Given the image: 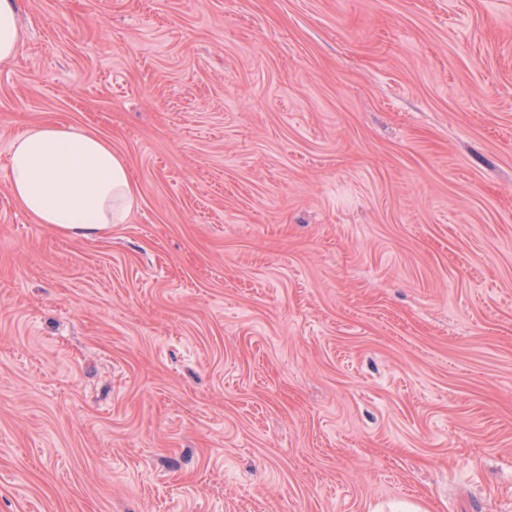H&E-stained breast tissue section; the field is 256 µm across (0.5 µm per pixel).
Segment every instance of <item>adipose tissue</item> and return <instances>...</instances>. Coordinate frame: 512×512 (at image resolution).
Wrapping results in <instances>:
<instances>
[{
  "label": "adipose tissue",
  "mask_w": 512,
  "mask_h": 512,
  "mask_svg": "<svg viewBox=\"0 0 512 512\" xmlns=\"http://www.w3.org/2000/svg\"><path fill=\"white\" fill-rule=\"evenodd\" d=\"M9 188L37 223L85 238L125 223L137 198L129 167L109 140L53 125L14 138Z\"/></svg>",
  "instance_id": "adipose-tissue-1"
}]
</instances>
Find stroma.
Returning <instances> with one entry per match:
<instances>
[{
  "label": "stroma",
  "mask_w": 512,
  "mask_h": 512,
  "mask_svg": "<svg viewBox=\"0 0 512 512\" xmlns=\"http://www.w3.org/2000/svg\"><path fill=\"white\" fill-rule=\"evenodd\" d=\"M0 512H512V0H18ZM39 124L140 189L8 187ZM9 188L37 223L85 238L126 223L138 193L126 161L109 140L53 125L14 138Z\"/></svg>",
  "instance_id": "obj_1"
}]
</instances>
